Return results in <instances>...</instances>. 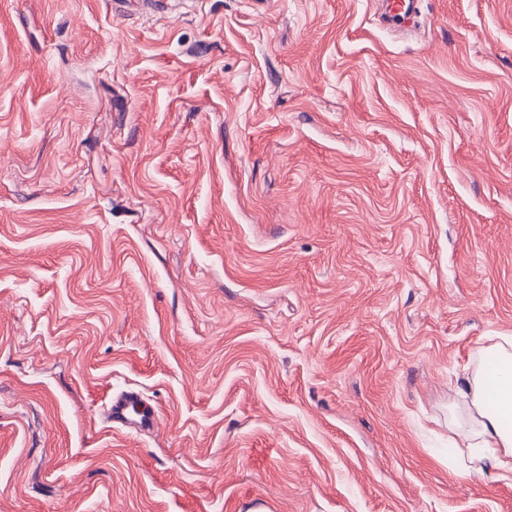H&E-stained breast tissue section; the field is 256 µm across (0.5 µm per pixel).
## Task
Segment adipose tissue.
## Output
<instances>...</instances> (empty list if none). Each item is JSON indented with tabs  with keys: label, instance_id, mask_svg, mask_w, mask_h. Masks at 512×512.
Wrapping results in <instances>:
<instances>
[{
	"label": "adipose tissue",
	"instance_id": "1",
	"mask_svg": "<svg viewBox=\"0 0 512 512\" xmlns=\"http://www.w3.org/2000/svg\"><path fill=\"white\" fill-rule=\"evenodd\" d=\"M491 357L492 372H476L461 390L470 424L464 433L469 475L491 468L512 473V336L501 337Z\"/></svg>",
	"mask_w": 512,
	"mask_h": 512
}]
</instances>
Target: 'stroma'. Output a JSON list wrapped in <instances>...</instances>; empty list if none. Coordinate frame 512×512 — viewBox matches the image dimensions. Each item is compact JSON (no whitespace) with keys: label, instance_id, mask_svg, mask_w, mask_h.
I'll list each match as a JSON object with an SVG mask.
<instances>
[{"label":"stroma","instance_id":"obj_1","mask_svg":"<svg viewBox=\"0 0 512 512\" xmlns=\"http://www.w3.org/2000/svg\"><path fill=\"white\" fill-rule=\"evenodd\" d=\"M500 336L512 0H0V512H512ZM512 336H500L489 357L492 373L478 370L460 390L467 403L470 429L467 441L468 475H481L493 468L512 473Z\"/></svg>","mask_w":512,"mask_h":512}]
</instances>
